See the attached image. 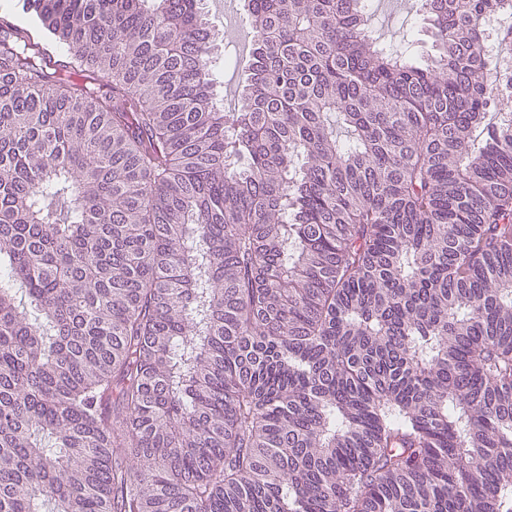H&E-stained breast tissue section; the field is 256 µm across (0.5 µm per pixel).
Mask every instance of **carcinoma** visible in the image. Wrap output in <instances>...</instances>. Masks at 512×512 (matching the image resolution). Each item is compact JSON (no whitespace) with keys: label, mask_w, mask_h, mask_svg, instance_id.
Instances as JSON below:
<instances>
[{"label":"carcinoma","mask_w":512,"mask_h":512,"mask_svg":"<svg viewBox=\"0 0 512 512\" xmlns=\"http://www.w3.org/2000/svg\"><path fill=\"white\" fill-rule=\"evenodd\" d=\"M203 3L0 34V512H512V0ZM248 0H207L210 14L218 33L223 34L225 48L233 56H237L238 63L224 70L223 85L220 89L224 96V110L234 112L238 102V92L242 80L247 73L249 53L242 57L239 49L243 40L249 36L247 20ZM235 105V106H234ZM417 1L420 0H409ZM408 0H370L374 28L377 35L389 38L394 32L404 31L414 41L418 55L427 56L433 52V37L426 24L415 10H410ZM415 3V4H416ZM488 43V67L492 70L490 82L494 86V91L504 95V98L509 100L510 104L512 90V58L510 56L503 57L495 55L493 41L489 39Z\"/></svg>","instance_id":"cac0c4a2"}]
</instances>
